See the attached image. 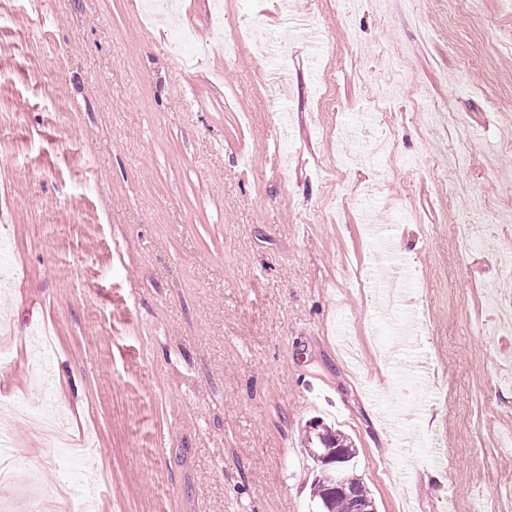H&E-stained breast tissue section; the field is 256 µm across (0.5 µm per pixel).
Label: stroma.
Instances as JSON below:
<instances>
[{
  "label": "stroma",
  "instance_id": "stroma-1",
  "mask_svg": "<svg viewBox=\"0 0 512 512\" xmlns=\"http://www.w3.org/2000/svg\"><path fill=\"white\" fill-rule=\"evenodd\" d=\"M212 0H0V434L10 512H318L305 432L324 418L357 450L376 512H512V334L485 288L512 223L448 233L466 194L441 161L512 204V0H223L224 33L287 12L323 42L288 47V78L211 39ZM196 59L170 53V28ZM406 60L398 78L391 61ZM469 53L481 61L461 70ZM340 104L325 118L324 98ZM391 113L383 169L336 162L379 136L336 127ZM462 125L429 128L425 112ZM387 230L419 279L413 336L382 355L386 317L360 274ZM428 364L412 419L398 362ZM439 480H430V473Z\"/></svg>",
  "mask_w": 512,
  "mask_h": 512
}]
</instances>
